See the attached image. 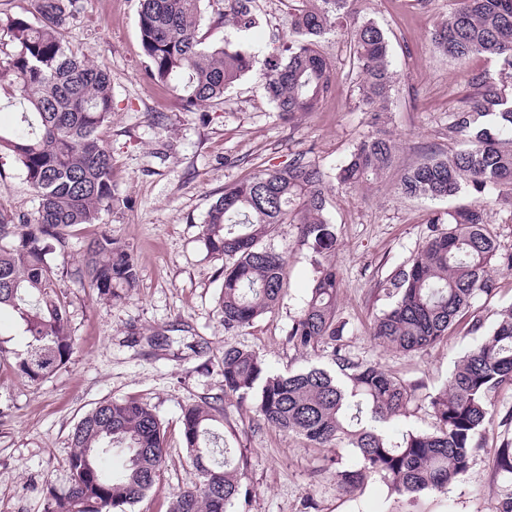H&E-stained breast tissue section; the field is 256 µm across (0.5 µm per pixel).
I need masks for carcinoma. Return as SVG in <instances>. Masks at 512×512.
Returning <instances> with one entry per match:
<instances>
[{
	"mask_svg": "<svg viewBox=\"0 0 512 512\" xmlns=\"http://www.w3.org/2000/svg\"><path fill=\"white\" fill-rule=\"evenodd\" d=\"M205 0H139L138 29L149 80L171 88L189 108L216 107L233 83L257 72L281 117L315 112L331 94L334 68L319 49L326 34L352 14V0H289L291 37L282 48L205 45L201 33ZM31 22L0 17L13 50L0 57V92L19 108L12 131L0 127V151L12 152L39 200L31 219L0 213V311L16 314L25 349L0 345V359H13L20 378L37 384L62 368L73 351L66 301L57 291L52 255L75 228L98 224L117 201L112 153L100 129L112 113L106 69L78 59L65 33L77 22L79 0H30ZM224 23L247 34L259 20L257 0H224ZM434 48L463 62L481 55L495 72L468 75L471 92L448 114V132L461 147L432 154L407 170L401 192L410 197L474 199L448 212V230L430 235L418 254L387 282L394 305L375 321L371 335L399 352L425 350L452 331L457 317L496 288L494 264L512 268L486 228L484 196L512 195V0H456L448 18L430 32ZM349 56L359 103L380 115L389 110L395 72L388 42L371 20L350 28ZM397 145L380 135L362 140L337 174L351 186L379 175ZM320 170L305 154L283 167L265 168L224 188L203 221L206 249L224 257L218 307L224 330H242L283 297L281 255L262 240L279 224L304 225L318 252L336 245L325 216ZM82 273L105 304L137 287V265L112 236L89 244ZM339 274L318 271L310 296L288 333L301 351L336 345ZM475 330L482 341L465 352L448 380L426 396L435 419L432 431L407 430L394 437L388 427L406 415L416 387L380 365L353 360L332 349L331 366L312 364L285 374L271 373L253 350L230 345L222 361L224 396L251 402L269 426L304 436L316 446L339 440L355 463L336 469V485L350 492L380 477L391 493L414 499L445 494L469 470L494 411L493 396L512 384V305L495 324ZM223 408L204 400L185 406L180 422L193 477L178 490L170 512H229L249 491L238 477L231 449L221 443ZM69 480L47 489V512H133L153 488L165 460L163 423L136 398L105 401L83 416L71 435ZM128 455L121 474L99 467L102 455ZM503 477L498 512H512V447L498 450Z\"/></svg>",
	"mask_w": 512,
	"mask_h": 512,
	"instance_id": "1",
	"label": "carcinoma"
}]
</instances>
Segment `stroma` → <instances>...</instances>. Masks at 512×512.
Instances as JSON below:
<instances>
[{"label":"stroma","mask_w":512,"mask_h":512,"mask_svg":"<svg viewBox=\"0 0 512 512\" xmlns=\"http://www.w3.org/2000/svg\"><path fill=\"white\" fill-rule=\"evenodd\" d=\"M80 5L65 40L80 58L110 75L113 110L101 138L112 153L118 201L102 224L82 227L55 254L56 283L67 301L74 342L69 362L33 385L0 361V512H46L47 487H63L69 479L73 426L101 402L126 397L155 410L167 444L160 479L133 512H170L174 493L190 478L181 411L222 395L225 346L255 350L274 373L327 363L328 347L306 355L287 336L318 269L328 264L341 274L340 347L353 359L419 384L422 396L410 403L397 430L433 429L423 396L438 389L479 341L471 329L473 316L490 325L501 307L512 304V268L500 266L494 295L478 298L439 344L401 353L369 334L393 303L386 280L438 232L437 221L450 207L403 195L400 179L426 156L457 147L448 113L465 94L470 72L496 68L481 56L459 64L433 47L429 32L447 19L452 0H356L355 18L375 21L388 40L397 72L389 112L377 118L362 110L348 75L347 32L341 29L321 42L335 69L333 95L317 111L290 122L274 112L254 73L232 85L224 105L187 109L172 90L145 75L138 0H80ZM258 6L259 27L251 43H286V0H258ZM376 132L397 144L390 167L370 184L338 186L339 167ZM300 153L323 175L336 246L316 252L302 225H277L262 245L284 258L283 298L252 326L225 331L217 304L224 261L207 254L200 240L204 217L226 186L260 168L287 165ZM37 208L19 162L1 152L0 212L29 219ZM103 231L127 246L139 270L137 287L109 305L80 273L88 242ZM223 406L224 435L237 450L241 482L251 491L230 512H497L502 485L497 452L512 444L510 385L495 395V412L468 473L448 494H422L412 502L389 494L377 478L351 493L340 490L333 472L354 464L349 449L319 447L275 429L250 405L227 400Z\"/></svg>","instance_id":"obj_1"}]
</instances>
